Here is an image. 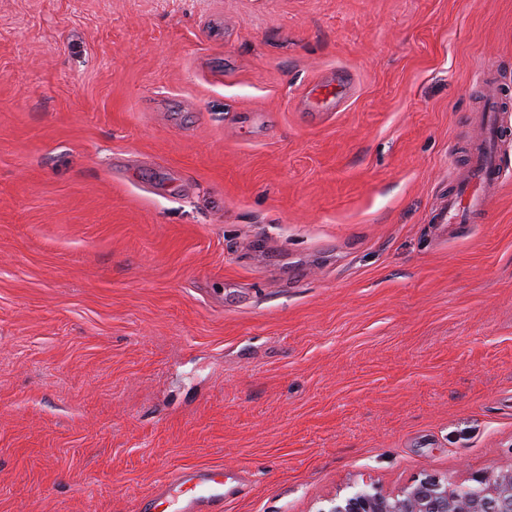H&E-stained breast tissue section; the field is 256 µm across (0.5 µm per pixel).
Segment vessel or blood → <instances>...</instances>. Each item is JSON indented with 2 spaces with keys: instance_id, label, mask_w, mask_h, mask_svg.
<instances>
[{
  "instance_id": "vessel-or-blood-1",
  "label": "vessel or blood",
  "mask_w": 512,
  "mask_h": 512,
  "mask_svg": "<svg viewBox=\"0 0 512 512\" xmlns=\"http://www.w3.org/2000/svg\"><path fill=\"white\" fill-rule=\"evenodd\" d=\"M503 91L493 68H485L481 81V99L474 134L465 163L457 170L448 187V199L432 222L438 234H447L454 224H469L484 216L503 183L497 146L505 129L500 115ZM246 485L242 474L226 476L223 468L186 466L157 486L150 501L155 512H222L226 500Z\"/></svg>"
}]
</instances>
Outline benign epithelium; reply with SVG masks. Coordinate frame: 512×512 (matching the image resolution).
<instances>
[{
    "instance_id": "1",
    "label": "benign epithelium",
    "mask_w": 512,
    "mask_h": 512,
    "mask_svg": "<svg viewBox=\"0 0 512 512\" xmlns=\"http://www.w3.org/2000/svg\"><path fill=\"white\" fill-rule=\"evenodd\" d=\"M461 494L434 476L397 494L365 488L334 503L327 512H512V472L486 478Z\"/></svg>"
}]
</instances>
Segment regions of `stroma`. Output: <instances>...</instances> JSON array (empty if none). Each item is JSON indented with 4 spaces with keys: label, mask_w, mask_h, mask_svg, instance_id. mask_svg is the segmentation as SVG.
I'll return each instance as SVG.
<instances>
[{
    "label": "stroma",
    "mask_w": 512,
    "mask_h": 512,
    "mask_svg": "<svg viewBox=\"0 0 512 512\" xmlns=\"http://www.w3.org/2000/svg\"><path fill=\"white\" fill-rule=\"evenodd\" d=\"M489 59L512 128V0H0V512L512 471V135L429 224ZM226 487L223 466H186L177 470L150 495L154 510L162 512H217L247 486L241 473L231 476ZM221 512V511H219Z\"/></svg>",
    "instance_id": "obj_1"
}]
</instances>
